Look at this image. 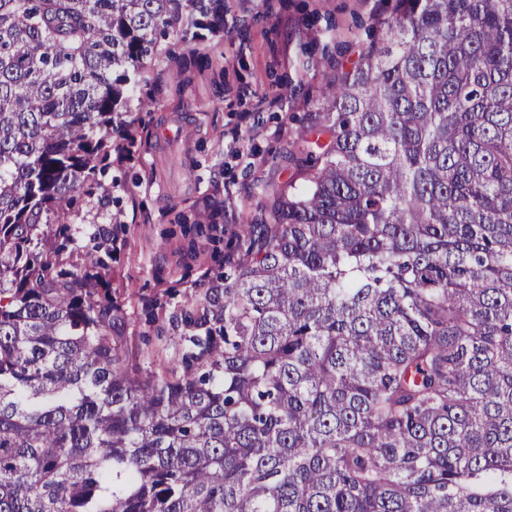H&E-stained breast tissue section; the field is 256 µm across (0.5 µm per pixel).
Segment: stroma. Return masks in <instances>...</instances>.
Instances as JSON below:
<instances>
[{
	"instance_id": "35a3bbf8",
	"label": "stroma",
	"mask_w": 512,
	"mask_h": 512,
	"mask_svg": "<svg viewBox=\"0 0 512 512\" xmlns=\"http://www.w3.org/2000/svg\"><path fill=\"white\" fill-rule=\"evenodd\" d=\"M385 0H224V29H189L145 62L132 143L113 152L69 224L66 265L106 260L126 314V346L143 368L178 342L170 314L224 271L240 225L264 218L272 190L304 188L287 160L325 87L368 42ZM207 223H197L198 215Z\"/></svg>"
}]
</instances>
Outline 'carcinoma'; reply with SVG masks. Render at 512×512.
<instances>
[{"instance_id": "obj_1", "label": "carcinoma", "mask_w": 512, "mask_h": 512, "mask_svg": "<svg viewBox=\"0 0 512 512\" xmlns=\"http://www.w3.org/2000/svg\"><path fill=\"white\" fill-rule=\"evenodd\" d=\"M224 0H0V512H512V0H391L267 221L133 362L67 217Z\"/></svg>"}]
</instances>
